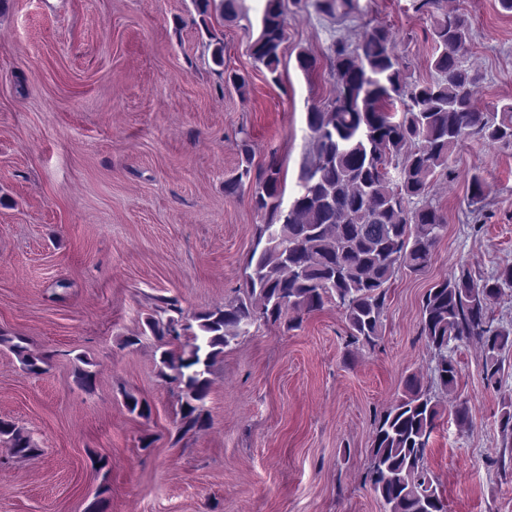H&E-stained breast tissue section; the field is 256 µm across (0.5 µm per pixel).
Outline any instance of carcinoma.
Masks as SVG:
<instances>
[{
    "label": "carcinoma",
    "mask_w": 512,
    "mask_h": 512,
    "mask_svg": "<svg viewBox=\"0 0 512 512\" xmlns=\"http://www.w3.org/2000/svg\"><path fill=\"white\" fill-rule=\"evenodd\" d=\"M208 36L211 59L224 82L240 94L246 78L224 67V35L214 14L231 21L239 0H194ZM315 9L336 20L358 11V0H314ZM415 12L431 20L433 51L426 80L408 74L392 32L366 25L354 44L337 41L326 56L335 77L334 95L307 115L309 156L297 191L283 207L281 168L276 152L253 162L249 136L240 140L236 173L224 192L254 186L251 203L264 218L256 225L243 284L222 306L188 314L179 301L158 297L156 314L145 326L154 339L158 376L178 389L180 435L210 426L204 409L208 375L224 348L249 335L255 324L297 327L304 316L334 303L343 309L350 344L372 349L383 327L390 282L396 270H426L447 217L431 194L440 178H455L451 152L465 139L512 142V100L492 112L481 109L482 75L468 64L472 27L444 0H414ZM287 21L282 0H265L258 34L249 45L253 60L278 80ZM512 288V264L476 280L462 268L436 282L423 296L419 334L432 354L431 381L408 377L403 392L375 427L366 481L384 512H446L438 484L424 466L440 417L437 393H453L459 371L452 352L475 340L483 349V380L500 383L501 356L512 349V325L494 322L491 301ZM7 348L30 373L45 371L48 356L28 340L0 331ZM76 382L90 391L95 372L79 359ZM131 414L151 416V406L123 391ZM0 444L14 458L39 453L32 437L16 423L0 419Z\"/></svg>",
    "instance_id": "1"
}]
</instances>
